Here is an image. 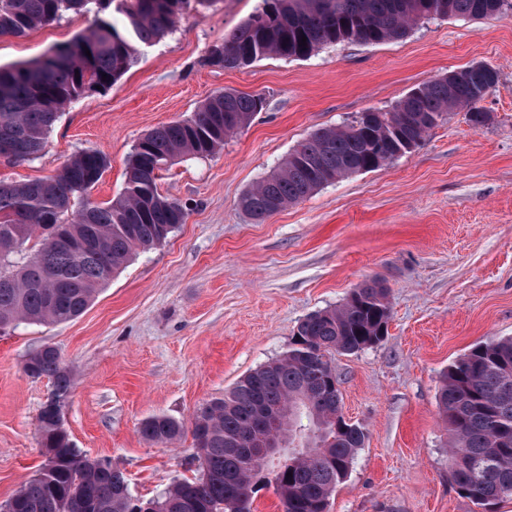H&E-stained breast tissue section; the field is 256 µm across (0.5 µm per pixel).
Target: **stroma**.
Instances as JSON below:
<instances>
[{
	"mask_svg": "<svg viewBox=\"0 0 512 512\" xmlns=\"http://www.w3.org/2000/svg\"><path fill=\"white\" fill-rule=\"evenodd\" d=\"M258 4L189 8L111 89L61 112L41 158L0 162L1 181H32L76 151H99L110 164L91 197L105 202L121 192L148 131L226 88L265 101L218 154L161 172L159 191L188 207L166 242L135 254L76 319L0 333V505L44 463L39 414L53 381L26 373L32 352L55 347L74 375L63 424L77 450L111 459L130 494L147 500L200 470L191 437L177 448L147 442L141 420L191 423L245 374L280 358L304 318L378 278L391 307L385 338L335 359L343 413L366 440L327 510L480 512L449 477L437 391L453 360L512 336V7L483 20L423 19L400 40L329 45L306 59L210 65V49ZM91 23L67 12L0 37V65L33 61ZM474 62L499 73L485 125L450 113L379 170L326 185L261 223L240 208L241 195L310 132L391 109Z\"/></svg>",
	"mask_w": 512,
	"mask_h": 512,
	"instance_id": "35a3bbf8",
	"label": "stroma"
}]
</instances>
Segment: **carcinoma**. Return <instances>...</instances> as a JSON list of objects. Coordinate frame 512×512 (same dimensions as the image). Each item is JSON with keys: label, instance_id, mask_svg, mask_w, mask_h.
I'll return each instance as SVG.
<instances>
[{"label": "carcinoma", "instance_id": "obj_1", "mask_svg": "<svg viewBox=\"0 0 512 512\" xmlns=\"http://www.w3.org/2000/svg\"><path fill=\"white\" fill-rule=\"evenodd\" d=\"M192 2L205 6L211 0H0V35L22 36L67 11L94 17L87 31L56 48L61 62L41 57L0 66V132L11 138L13 157H40L60 112L112 88L142 48L173 31ZM503 5L504 0H261L211 48L208 62L238 68L270 57L304 59L327 45L401 39L420 18L485 19ZM109 9L124 17L122 28L101 17ZM466 70L468 80L441 75L358 126L310 133L241 196V209L262 222L324 185L375 171L418 146L455 109H467L473 125H485L490 114L479 103L496 85L498 71L487 63ZM263 108L259 94L224 89L190 117L144 134L127 160L123 191L106 203L89 198L109 166L94 150L74 153L45 178L1 184L0 331L80 316L136 251L164 243L185 223L186 206L158 191L159 173L184 156L218 153L224 139L249 126ZM390 312L388 289L372 280L354 289L344 304L307 316L284 355L247 373L224 397L196 412L191 435L200 476L176 480L148 500L131 496L119 466L74 448L59 425L71 373L59 352L44 346L29 355L25 370L53 379V404L41 408L39 433L54 460L8 502L16 512H69L73 501L81 502L84 512H252L254 495L275 481L283 512H327L329 497L365 442L363 429L343 415L335 357L382 341ZM260 400L282 412L286 432L312 431L285 447L277 473L243 456L237 443L247 431L267 436L255 413ZM438 404L448 430L449 476L467 498L491 512L512 498V337L490 339L451 362L441 376ZM185 432L183 422L164 414L139 426L144 440L161 445L175 443Z\"/></svg>", "mask_w": 512, "mask_h": 512}]
</instances>
